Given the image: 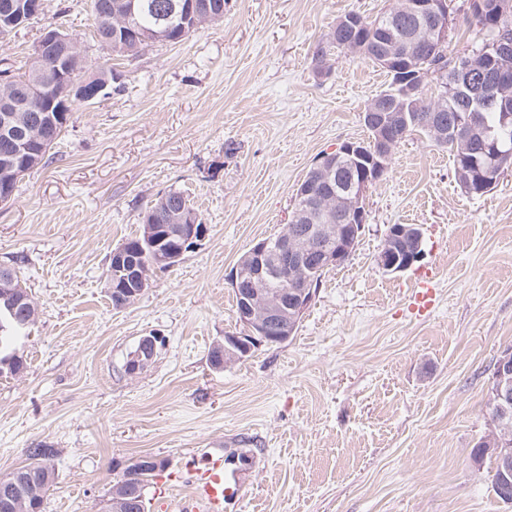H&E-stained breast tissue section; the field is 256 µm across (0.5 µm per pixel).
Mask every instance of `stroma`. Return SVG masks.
<instances>
[{"mask_svg": "<svg viewBox=\"0 0 512 512\" xmlns=\"http://www.w3.org/2000/svg\"><path fill=\"white\" fill-rule=\"evenodd\" d=\"M395 0H225L223 21L177 44L109 58L87 0H46L0 58L26 61L51 24L110 62L126 89L78 106L50 151L0 206V264H17L38 317L0 376V477L38 443L57 448L43 512H102L133 460L167 463L149 512H177L181 474L203 453L224 467V512H512L472 449L488 432L498 355L512 347V170L475 197L447 151L412 134L370 186L364 231L330 270L296 334L211 369L235 331L229 276L254 242L283 230L295 190L323 154L367 138L361 120L382 70L315 44L339 15L372 18ZM189 196L206 236L150 288L114 309L104 271L139 235L151 197ZM393 224L423 231L422 260L376 262ZM434 296L413 309L414 288ZM155 361L124 371L141 337Z\"/></svg>", "mask_w": 512, "mask_h": 512, "instance_id": "stroma-1", "label": "stroma"}]
</instances>
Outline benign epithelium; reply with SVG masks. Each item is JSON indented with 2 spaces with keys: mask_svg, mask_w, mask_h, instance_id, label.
<instances>
[{
  "mask_svg": "<svg viewBox=\"0 0 512 512\" xmlns=\"http://www.w3.org/2000/svg\"><path fill=\"white\" fill-rule=\"evenodd\" d=\"M401 4L408 11L421 16L448 10V0H401ZM43 8L44 0H35L33 3L29 0H11L0 11V19L17 30L39 15ZM181 9L186 22L193 28L209 22L206 13L210 12V4L203 0H184ZM85 57L86 50L77 38L60 29H47L37 45L38 81L51 82L58 100L76 97L85 102L93 101L103 88L98 86L89 90L86 83L71 79V67ZM22 111L24 103L15 98L11 79L6 75L1 76L0 129L4 130V136L0 140V157L4 161V170L0 174V201L3 203L13 196L11 183L19 177L15 172V159L43 152L54 143L49 137V130L57 126L52 111L43 112L37 119H31L26 126L21 127L18 125L17 113ZM367 121L376 132L379 143V148L370 158L375 173L363 172L359 179L351 180L332 192L336 202L346 205L345 220L351 233L342 237L335 224H310L298 228L293 234L284 232L277 237L261 239L251 246L237 261L230 277L231 287L242 299L237 313L239 331L224 335V362L216 366V369L220 370L244 358L262 343L287 342L315 296L311 278L307 277L297 283L295 274L301 272L307 275L320 267L336 264L343 254L350 251L352 237L364 229L366 194L376 178L388 170L392 156L388 133L408 125V115L373 106L367 112ZM362 154L363 149L358 143L345 142L335 151L324 155L318 168L325 184L331 185L334 160L359 157ZM314 198L309 188L295 193L292 222H302ZM143 223V253H155L161 261L171 266L179 263L183 255L207 232L206 225L199 223L198 216L181 209L173 213L170 224H155L147 213L144 214ZM414 236H422L421 229L414 224L390 225L377 255L378 266L389 274H398L419 262L423 256L421 249H416L404 259L399 257L396 249L397 243ZM109 261L112 267L123 273L116 296L124 308L144 294L149 283L150 269L138 263L123 247L113 250ZM273 275L284 284L292 283L293 287H267V280ZM160 342L158 336L142 337L138 352L131 355L130 361L124 366L126 374L134 376L144 370L152 362ZM493 383L489 397L496 405L502 433L497 447L481 449V453L474 456V462L481 464L482 455L493 452L500 470L499 492L502 497L508 498L512 496V436L509 435L512 430V350H505L498 356ZM14 487L15 482L10 478H0V506L12 512H33V507L14 497Z\"/></svg>",
  "mask_w": 512,
  "mask_h": 512,
  "instance_id": "1",
  "label": "benign epithelium"
}]
</instances>
